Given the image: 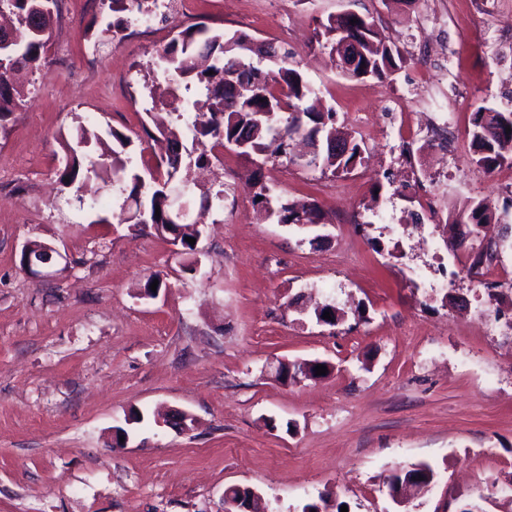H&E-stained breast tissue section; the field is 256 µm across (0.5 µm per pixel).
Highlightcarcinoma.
I'll use <instances>...</instances> for the list:
<instances>
[{
	"instance_id": "1",
	"label": "carcinoma",
	"mask_w": 512,
	"mask_h": 512,
	"mask_svg": "<svg viewBox=\"0 0 512 512\" xmlns=\"http://www.w3.org/2000/svg\"><path fill=\"white\" fill-rule=\"evenodd\" d=\"M42 0H0V7L12 13L17 25L13 42L0 46V129L4 122L23 106V93L16 88L12 78L15 72L37 70L47 64V47L52 36L53 14L41 9ZM155 0H110L112 14H150ZM367 27L368 41L364 43V62L360 68L345 75L356 78L383 79L399 68L402 56L387 45L374 20L361 17L346 30V36L360 35L359 28ZM315 34L317 44L334 54L336 31L343 28L340 17L330 15L320 24ZM288 50H255L249 39L236 33L212 31L205 24L197 23L180 31L168 45L156 52L151 65L159 66L175 77L176 88L188 91L196 88L211 101L209 119L191 121L177 126L166 120L154 108L145 109L154 130L167 136L168 148L163 162L165 176H177L182 161L184 141L202 147L196 163L210 161L206 144L235 150L251 159L265 152L266 141L278 142V156L290 163L302 162L306 167L329 170L334 174L352 171L361 160L360 141L349 132L336 127V112L323 103L316 89L298 66L290 62ZM512 111H501L491 106H481L473 113L471 140L475 147V164L491 171L504 164L512 166ZM319 134L323 142L339 139L344 150L337 154L327 148L309 160L293 154L292 143ZM110 135L117 146L108 153L91 159L82 151L93 141H100L98 133L83 121L68 133L61 135L65 151V165L59 173L60 181L68 186L92 180L111 182L112 186L127 193L117 215L119 223L132 224L133 209H142L141 218L148 227L161 235L168 234V204L163 189L155 185L146 187L141 174L129 166L128 149L133 140L114 129ZM261 211L265 218H276L280 224H320L321 211L316 205H298L283 199L277 189L259 183ZM160 216H155V207ZM453 223L470 224L477 230L497 229L493 237L504 240L512 234V225L501 223V218L483 199L467 202L456 214ZM181 254L191 256L185 270H196L197 245L186 238H198L197 222L186 220L177 224Z\"/></svg>"
}]
</instances>
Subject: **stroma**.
<instances>
[{
    "label": "stroma",
    "instance_id": "stroma-1",
    "mask_svg": "<svg viewBox=\"0 0 512 512\" xmlns=\"http://www.w3.org/2000/svg\"><path fill=\"white\" fill-rule=\"evenodd\" d=\"M281 2L276 17L270 0H194L188 21L288 47L363 160L343 177L281 160L257 170L225 151V184H275L316 202L325 224L263 219L247 192L206 212L193 272L165 238L118 222L112 184L89 195L57 175L59 134L90 107L100 135L141 136L132 166H155L143 113L102 92L172 29L87 70L100 0L78 22L54 19L79 71H36L38 92L0 133V512H224L232 485L256 491L265 512H457L488 482L512 486V337L483 335L473 318L485 290L467 272L471 241L451 251L433 232L472 198L502 211L512 187L473 164L472 144L435 153L388 119L416 125L438 108L465 134L478 105L512 107V38L498 23L512 0H447L443 14L433 0ZM348 9L401 52L389 78H348L316 43L319 22ZM30 239L59 246L66 269L28 274ZM153 275L162 287L141 296ZM328 303L342 313L334 327L314 316ZM282 359L332 369L283 385L269 369ZM170 409L194 428L157 423ZM418 462L434 483L395 504L386 476Z\"/></svg>",
    "mask_w": 512,
    "mask_h": 512
}]
</instances>
